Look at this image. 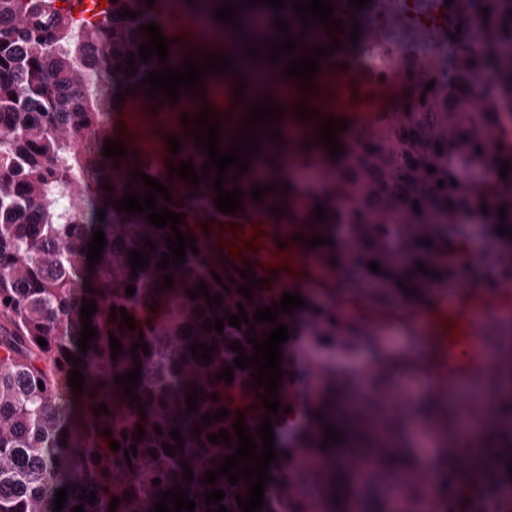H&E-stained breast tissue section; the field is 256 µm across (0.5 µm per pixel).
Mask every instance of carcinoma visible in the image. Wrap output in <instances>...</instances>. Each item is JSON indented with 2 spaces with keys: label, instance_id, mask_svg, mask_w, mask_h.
Wrapping results in <instances>:
<instances>
[{
  "label": "carcinoma",
  "instance_id": "carcinoma-1",
  "mask_svg": "<svg viewBox=\"0 0 512 512\" xmlns=\"http://www.w3.org/2000/svg\"><path fill=\"white\" fill-rule=\"evenodd\" d=\"M73 2L0 0V512H54L56 490L63 487L70 492L61 512H71L80 504L85 512H110L115 497L119 498L115 512H153L157 493L176 485L196 501L195 512L216 509L204 502L203 494L212 489L225 491L221 504L228 512H242L235 496L248 493L245 480L235 486L225 476L213 485L201 482L205 472L220 466L235 450L222 442L215 445L207 436L223 429L237 442L232 424L239 411L258 449H263L255 428L267 415L257 397L264 388L253 384L255 369L234 366L238 353L229 344L238 341L246 355L253 354L246 341L248 325L254 326L260 340L272 328L267 322L254 323L253 314L259 307L280 302L287 288L284 269L230 253L222 241L208 237L206 226L253 224L278 206L280 213L273 219L293 230L316 223L315 205L322 204L328 214L320 222L321 235L332 239V244L308 252L319 257L322 269L342 271L346 292L366 299L374 309L405 296L404 284L416 296L448 279L512 281V239L497 233L502 223L512 228V117L506 118L503 112L505 108L512 112V0H453L449 7L445 0H434L432 22L446 47L438 55L394 36L361 37L351 45L353 19L377 20L386 0H372L359 12L347 6L348 0H332L334 17L343 20L344 32H335L331 38L322 25L314 24L301 33L304 24L292 11V0H286L278 12L267 6L242 8L238 14L241 33L213 16L226 0H155L151 7L146 0H106L107 8L89 19L76 17ZM484 8L488 13L482 12ZM126 9L135 12L136 18H118ZM166 12L181 19L200 15L211 28L235 36L227 50L208 46L204 53L225 52L237 66L250 63L280 74L289 60L328 46L335 37L341 45L333 55L318 59L319 65L334 61L359 73L365 48L389 47L394 51L393 69L402 66L407 56L413 57L415 79H406L402 93L391 100L390 112L364 126L355 138L336 132L345 152L333 158L331 177L314 183L302 199L295 185L284 190L285 182L278 176L285 162L280 150L262 148L252 157L250 169L260 166L267 172L252 183L246 181L247 174L237 176L229 168L223 188H240L244 209L223 214L215 206L217 193L211 187L217 170L210 169L208 179L196 187L169 175L171 162L190 160L199 174L208 160L190 136L196 125L181 122L182 114L196 116L201 109L184 110L183 90L179 102L171 105L160 92L149 99L140 85L148 72L164 68L155 57L140 61L138 47L148 41L141 26L152 22L169 40L197 41V34L182 25L176 31L163 28ZM276 17L287 21L290 37L301 43L272 64L265 56L270 49L267 39L277 35ZM248 45L257 48L260 57H248ZM130 54L135 55L133 76L126 71L125 58ZM483 69L495 71V83L485 92L490 106L479 109L463 89L474 72ZM430 81L434 87L427 91ZM128 87L133 91L126 94ZM117 92L122 93L120 102L114 97ZM253 94L254 88H245L243 97H234L210 113V121L237 111V102L246 103ZM124 108L154 117L149 144H143V125L114 124V115ZM481 132L495 134V148L483 142ZM170 136L181 143L176 156L169 152ZM110 140L121 142L127 157L103 156ZM504 160L511 166L507 179L496 178L482 192L469 189L481 165L491 163L498 169ZM429 166L435 172H428ZM135 170L169 187L172 202L160 196L157 207L183 215L180 231L196 239L198 254L187 252L181 267L157 268L167 251L170 228L158 229L145 215L125 214L114 206L131 189L144 194V182L131 179ZM106 184L113 191L102 189ZM268 184L274 190L260 201L252 200V187ZM193 192L197 196H191ZM503 205L507 211L502 222L498 208ZM101 208L106 210L102 221L97 217ZM476 221L484 225L487 251L474 268L458 256L465 252ZM99 229L106 245L102 258L90 268L87 246ZM147 237L157 244L156 252L143 247ZM424 238L431 243L421 244ZM132 249L149 253V266L138 270L136 277L130 276L128 263ZM372 261L379 264L380 272L370 271ZM419 263L439 277L421 273ZM247 269L262 280L253 288L251 302L238 293V286L247 284L239 271ZM214 272L222 283L214 280ZM167 274L173 277L171 289H158ZM202 281L210 294L222 296V306H208L200 294L190 299L188 291ZM129 285L136 287L131 297L125 293ZM84 299L97 304L90 318L97 337L90 340L85 353L77 345ZM239 302L249 324H241L238 330L226 323L221 334L204 329L208 319L238 314ZM114 306L126 309L135 330L126 328L121 315L111 317ZM277 323L286 324L291 336L282 345L281 409L271 416L280 451L270 467L273 482L266 485L261 512H346L351 490L362 499V512H391L389 478L399 475V462L408 460L407 478L422 468L414 462L418 455L402 421L382 416L372 404L355 418L343 413L338 402L345 386L334 370L321 371L318 399L297 404L282 396L297 385L303 352L316 355L347 348L348 315L335 305L309 302L291 314H279ZM188 326L192 334L187 338L183 332ZM111 334L123 346L115 359L109 347ZM40 338L46 346L38 344ZM143 341L149 355L140 348L130 352L133 343ZM193 342L216 345L209 365L192 356ZM72 357L81 359L78 369L84 374V387L80 394L69 386ZM137 362L142 364L137 384L140 400L132 405L114 376L134 369ZM227 366L233 368L230 384L217 378ZM396 372V362L376 359L373 388L387 389L390 375ZM194 387L203 395L197 409L188 412L185 401ZM213 393L218 400L211 398ZM494 400L491 447L512 454L511 378L494 390ZM102 403L108 407L106 414L98 412ZM288 405L295 413L293 419L284 413ZM221 408L229 410L227 417L202 425L200 417ZM422 412L432 424L434 479L413 488L407 499L409 512H420L419 500L424 497L448 502V491L460 472L454 451L457 422L448 420L445 407L431 406ZM329 424L342 433L343 441L324 448ZM139 426L145 436L137 440ZM157 427L162 434H156ZM175 427L182 435V449L169 436ZM196 427L202 431L194 437ZM106 429L111 434H104ZM113 441L120 443L121 450H111ZM164 443L172 446V455L164 453ZM132 445L137 456L128 464L124 451ZM338 448H359L373 459L372 477L353 478L340 465ZM151 450L156 455L149 454ZM185 462L193 471L191 482L181 468ZM155 478L160 483L153 484ZM338 485L342 494L337 501ZM83 489L95 491V503L81 499Z\"/></svg>",
  "mask_w": 512,
  "mask_h": 512
}]
</instances>
